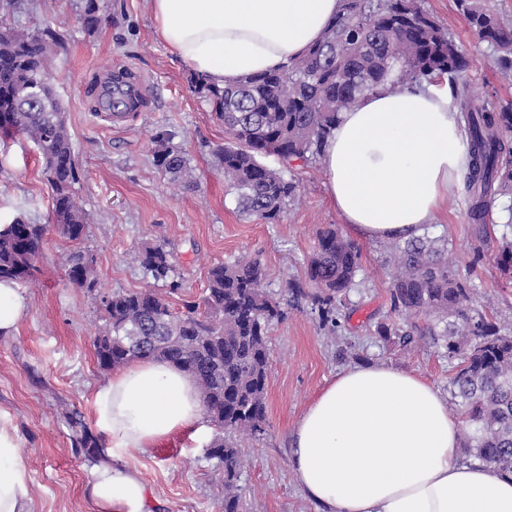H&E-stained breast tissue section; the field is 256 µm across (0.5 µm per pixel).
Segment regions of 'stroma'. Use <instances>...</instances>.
Wrapping results in <instances>:
<instances>
[{
  "label": "stroma",
  "instance_id": "1",
  "mask_svg": "<svg viewBox=\"0 0 512 512\" xmlns=\"http://www.w3.org/2000/svg\"><path fill=\"white\" fill-rule=\"evenodd\" d=\"M103 3L111 20L91 34L78 22L83 0H22L20 9L4 17L11 26L48 27L56 34L52 82L82 173L76 192L89 215L84 246L96 260L97 291L144 287L147 279L134 252L159 240L168 242L182 283L181 296L171 299L177 310L183 300L202 298L212 265L259 256L266 289L284 317L268 329L264 432L242 442L247 466L239 485L247 512H319L289 467L292 430L301 413L337 373L356 364L383 362L413 371L449 394L453 368L446 350L423 341L404 348L377 335L378 323L406 324L390 308L395 268L388 240H358L360 268L337 330L322 325L308 298L291 294L290 285L308 286L307 260L320 227L333 224L345 238L353 237L328 196L325 168L318 162L296 165L300 195L279 221L237 213L213 155L224 128L205 98L193 92L192 70L158 39L147 0ZM422 6L468 56L470 95L512 99V78L492 64L455 0H422ZM119 66L143 78L145 100L134 118L111 127L100 118L94 86ZM160 132L186 153L194 189L170 184L156 168L154 137ZM42 170L31 141L0 139V225L21 216L47 227L37 278L20 288L26 314L13 334L0 335V425L14 432L22 450L30 512H97L86 491L92 467L76 453L66 415L76 412L87 424L95 422L94 394L108 377L93 346L102 320L86 290L67 281L62 257L70 244L51 225V192ZM507 204L504 198L494 202L479 260L464 186L449 196L436 222L422 229L476 286L477 309L506 335L512 333V283L497 269L494 250L512 217ZM216 433L204 416L154 447L117 452L113 462L140 475L152 512H224L223 471L206 454Z\"/></svg>",
  "mask_w": 512,
  "mask_h": 512
}]
</instances>
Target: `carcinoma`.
Masks as SVG:
<instances>
[{
	"mask_svg": "<svg viewBox=\"0 0 512 512\" xmlns=\"http://www.w3.org/2000/svg\"><path fill=\"white\" fill-rule=\"evenodd\" d=\"M457 4L494 65L511 75L512 24L482 0ZM107 20L100 0H85L79 21L86 32H96ZM50 35L48 29L0 28V136L32 141L43 159L54 226L77 244L64 256L68 282L98 300L104 324H112V331L103 329L94 339L99 367L112 371L153 359L190 374L218 430L207 455L224 469V512H244L237 481L245 460L228 436L255 438L264 432L267 331L283 312L264 289L265 269L257 256L211 266L202 300L186 301L183 311H174L169 298L180 283L161 241L143 246L136 256L154 284L97 296L95 257L78 247L88 224L76 200L80 173L65 112L50 78ZM469 66L455 38L419 0H342L321 40L282 69L243 75L221 87L196 75L194 84L224 127V144L214 156L237 211L273 223L298 198L300 185L263 158L275 156L285 168L318 158L338 115L365 95L388 82L411 88L434 75L447 76L467 131L469 215L483 243L491 197L512 195V101L469 99ZM125 96L111 80L103 88L110 110L124 104ZM155 165L170 182L194 186L189 160L178 148L161 144ZM44 233V225L21 217L0 232V280L33 281ZM392 253L391 307L414 321L405 329L380 323L376 333L395 336L403 346L420 339L445 342L454 362L452 404L464 424L463 453L512 476V338L472 307L475 285L460 277L442 250L414 238L392 245ZM359 260V247L335 226L319 231L307 278L323 323L336 322L355 285ZM495 262L512 283V240L505 233ZM159 282L166 291L156 289ZM70 426L76 452L99 461L102 438L74 417Z\"/></svg>",
	"mask_w": 512,
	"mask_h": 512,
	"instance_id": "cac0c4a2",
	"label": "carcinoma"
}]
</instances>
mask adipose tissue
<instances>
[{
    "instance_id": "obj_1",
    "label": "adipose tissue",
    "mask_w": 512,
    "mask_h": 512,
    "mask_svg": "<svg viewBox=\"0 0 512 512\" xmlns=\"http://www.w3.org/2000/svg\"><path fill=\"white\" fill-rule=\"evenodd\" d=\"M158 37L196 74L223 83L278 69L318 41L341 0H149ZM321 162L328 194L369 240L418 236L466 172V133L447 79L384 85L340 113ZM117 448H150L195 425V380L163 362L115 369L94 395ZM461 422L422 376L384 363L339 373L297 420L290 466L320 512H512V477L464 462ZM87 491L98 512H149L139 475L103 460ZM19 443L0 428V512H29Z\"/></svg>"
}]
</instances>
